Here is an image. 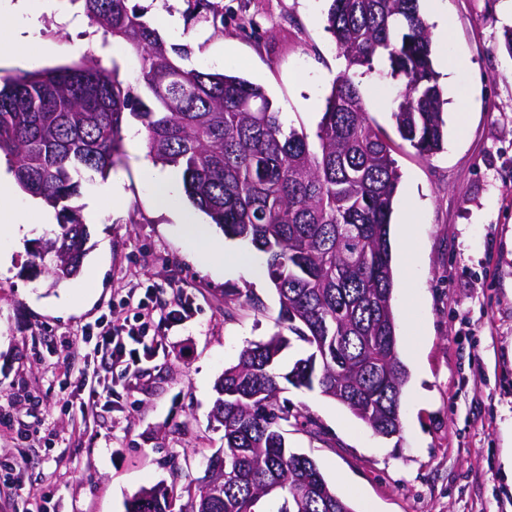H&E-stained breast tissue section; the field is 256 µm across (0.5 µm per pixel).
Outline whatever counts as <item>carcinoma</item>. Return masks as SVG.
<instances>
[{
	"label": "carcinoma",
	"instance_id": "cac0c4a2",
	"mask_svg": "<svg viewBox=\"0 0 512 512\" xmlns=\"http://www.w3.org/2000/svg\"><path fill=\"white\" fill-rule=\"evenodd\" d=\"M80 2L90 24L139 56L150 103L92 59L0 83V155L21 189L54 209L59 227L37 258L50 259L58 282L79 273L89 236L74 205L83 174L106 178L119 159L124 113L137 116L150 156L181 172L192 203L225 237L266 255L280 323L310 348L285 371L279 358L290 340L278 332L224 370L213 410L224 456L209 462L219 483L198 487L188 512H252L278 482L277 512H354L313 460L288 448L279 394L288 384L317 388L374 433L400 432L407 372L396 347L389 239L400 173L350 71L385 63L404 83L393 112L398 134L422 156L440 150L444 100L419 0H330L327 31L346 68L313 141L284 132L262 87L176 64L188 48L166 44L131 0ZM187 2L190 19L224 22L209 0ZM126 512H171L170 494L143 488Z\"/></svg>",
	"mask_w": 512,
	"mask_h": 512
}]
</instances>
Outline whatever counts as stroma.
Returning <instances> with one entry per match:
<instances>
[{
  "label": "stroma",
  "mask_w": 512,
  "mask_h": 512,
  "mask_svg": "<svg viewBox=\"0 0 512 512\" xmlns=\"http://www.w3.org/2000/svg\"><path fill=\"white\" fill-rule=\"evenodd\" d=\"M223 30L191 23L187 69L223 72L262 86L285 129L314 135L325 99L345 67L326 30L328 0H214ZM450 24L432 62L455 67L445 99L467 100L466 123L445 111L447 139L429 157L403 141L393 112L399 81L359 69L354 79L371 118L392 141L400 172L390 225L393 312L408 378L402 429L376 436L319 390L288 388L289 412L304 409L325 437L286 424L289 446L313 459L354 512H512V54L503 31L512 0H438ZM65 0L42 15L30 42L0 58V77L81 63L116 70L143 93L140 59L122 39L78 19ZM146 143L122 139L113 173L124 174L120 212L104 202V181L75 204L91 237L83 269H97L92 296L81 279L54 283L33 267L38 238L14 246L0 270V450L15 459L0 480V512H40L36 495L55 478L52 512H126L140 489L171 490L185 512L206 462L224 446L210 418L215 384L251 343L279 329L280 304L252 269L221 273L187 248L174 214L156 209L145 175ZM412 219L402 241L404 217ZM150 289L153 330L162 341L135 372L112 374V404L64 406L67 337L117 306L124 289ZM177 309L180 322L166 312Z\"/></svg>",
  "instance_id": "1"
}]
</instances>
